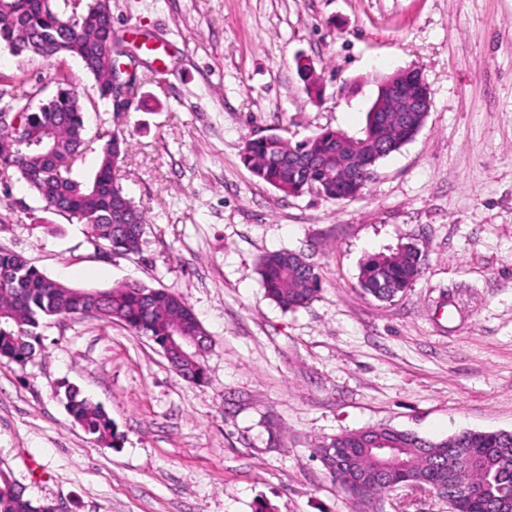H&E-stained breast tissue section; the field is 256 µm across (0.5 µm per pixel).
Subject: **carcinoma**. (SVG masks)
<instances>
[{"mask_svg": "<svg viewBox=\"0 0 512 512\" xmlns=\"http://www.w3.org/2000/svg\"><path fill=\"white\" fill-rule=\"evenodd\" d=\"M81 0H0V44L11 52L53 59H80L93 76L100 100L112 107V69L102 61L105 43L114 41V59L128 56L125 41L112 39V12L104 4L80 9ZM296 69L307 94L319 95L317 78L303 58ZM18 125H13L12 121ZM415 134L410 122L391 126L383 136V152L390 155ZM84 108L78 91L65 79L55 95L32 105L23 95L11 112H0V175L19 178L43 202L44 209L76 218L86 226L92 242L106 254L129 255L142 250L147 224L117 178V168L127 154L121 131L103 136L98 167L92 178L73 176L74 165L90 149L86 141ZM372 150L366 136L353 137L336 154V131L325 129L309 138L292 141L270 133L244 141L242 160L263 182L288 195L320 192L342 200L364 188L371 179L344 180L338 165L350 170L355 158ZM419 250L408 245L391 255H375L362 266L359 285L379 301L404 292L422 271ZM257 272L266 296L284 310L308 305L320 290V277L306 259L295 252L273 251L258 261ZM79 315L117 322L158 347L169 337L205 332L187 303L175 294L141 283L108 289L73 287L52 278L22 255L0 246V359L20 366L41 352L40 330L50 320ZM171 368L187 380L200 382L206 360L173 354ZM67 410L93 440L110 447L118 439L112 417L104 407L81 391L63 386ZM384 440L395 448L398 463L382 466L372 443ZM329 453L336 467L329 473L337 487L367 512H382V502L401 488L436 490L444 483L448 492L458 486L476 490V497L450 503L455 512H512V433L461 431L441 440L393 429H362L342 433L315 447ZM0 512H52V505L37 502L25 488L0 470Z\"/></svg>", "mask_w": 512, "mask_h": 512, "instance_id": "1", "label": "carcinoma"}]
</instances>
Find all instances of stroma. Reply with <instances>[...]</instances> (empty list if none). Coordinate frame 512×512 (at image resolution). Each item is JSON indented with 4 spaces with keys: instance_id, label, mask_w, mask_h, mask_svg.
<instances>
[{
    "instance_id": "35a3bbf8",
    "label": "stroma",
    "mask_w": 512,
    "mask_h": 512,
    "mask_svg": "<svg viewBox=\"0 0 512 512\" xmlns=\"http://www.w3.org/2000/svg\"><path fill=\"white\" fill-rule=\"evenodd\" d=\"M114 35L162 49L128 112H108L71 57L0 47V108L81 93L86 137L124 131L121 183L145 211L140 254L102 253L84 224L0 179V245L84 288L138 281L181 297L207 332V376L177 375L152 341L72 315L43 352L0 360V467L64 512H353L314 452L362 428L426 439L512 432V0H110ZM322 92L310 98L296 57ZM418 68L432 105L354 201L288 196L243 164L246 138L356 135L376 77ZM424 256L380 302L362 263L407 244ZM273 250L322 278L285 311L257 274ZM100 403L124 440L97 445L56 394ZM384 512H449L428 490Z\"/></svg>"
}]
</instances>
